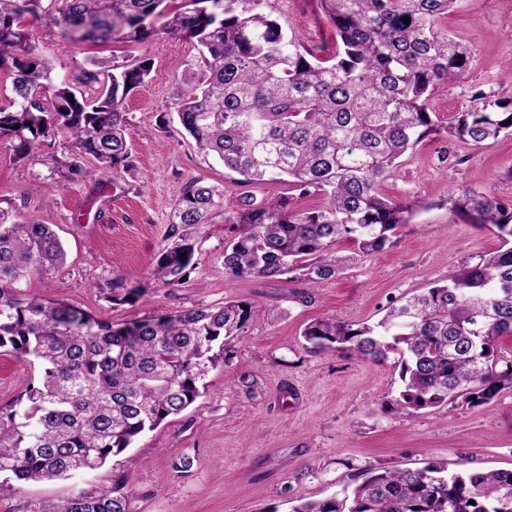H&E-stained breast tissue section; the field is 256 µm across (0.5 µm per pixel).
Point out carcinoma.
I'll return each mask as SVG.
<instances>
[{
	"instance_id": "carcinoma-1",
	"label": "carcinoma",
	"mask_w": 512,
	"mask_h": 512,
	"mask_svg": "<svg viewBox=\"0 0 512 512\" xmlns=\"http://www.w3.org/2000/svg\"><path fill=\"white\" fill-rule=\"evenodd\" d=\"M47 5H42V2ZM165 0H0V65L13 80L0 104V138L20 160H36L37 140L65 137L68 160H52L61 179L101 168L133 169L124 100L151 72V61L105 67L92 62L75 81L53 83L26 17L59 28L61 48L80 41L143 42ZM459 0H319L336 33V53L319 58L265 9L266 0H212L213 10L176 12L169 32L194 39L199 73L172 95L180 125L199 151L249 184H284L288 193L246 195L232 211L224 190L191 179L170 213V244L151 271L165 287L183 284L195 256L193 230L224 216L234 235L224 245L231 278L308 284L337 278L348 242L358 255L384 249L412 222L417 201L384 191L400 159L439 137L480 147L512 136V99L481 89L446 122L432 107L448 84L467 78L473 48L442 19ZM410 23H404L403 17ZM320 193L317 208L290 206ZM449 209L494 232L493 252L470 257L444 283L392 303L375 324L316 319L303 337L309 351L334 350L383 364L394 357L402 389L391 402L412 415L427 408L485 405L512 388V358L498 340L512 335V204L466 188ZM66 263L48 224L0 209V349L39 369L19 410L0 414V497L24 485L72 479L103 467L201 396L206 378L239 336L252 310L238 301L112 324L78 307L24 289L32 274ZM133 485L119 476L39 512H129ZM512 469H370L342 497L306 501L293 512H502Z\"/></svg>"
}]
</instances>
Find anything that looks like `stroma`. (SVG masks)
<instances>
[{"label":"stroma","mask_w":512,"mask_h":512,"mask_svg":"<svg viewBox=\"0 0 512 512\" xmlns=\"http://www.w3.org/2000/svg\"><path fill=\"white\" fill-rule=\"evenodd\" d=\"M187 0H165L146 42H83L59 50L58 29L35 22L32 33L60 81L102 59L122 64L151 59L144 85L127 96V137L134 172L83 165L85 177L53 186L48 168L18 160L0 139V207L53 225L67 251L59 271L32 276L27 289L50 301L77 306L93 317L125 323L235 300L252 306L241 335L224 348L208 379V392L180 415L145 434L102 468L68 480L26 484L0 499V512H37L40 503L109 484L128 473L136 493L130 512H290L293 501L341 494L355 476L378 466L449 470L512 468V389L487 405L396 414L389 403L400 380L392 363L376 364L334 351L313 353L301 333L315 318L377 322L390 301L446 279L461 261L495 251L494 234L466 223L444 206L450 193L477 188L512 203V138L473 148L456 144L469 160L442 162L441 140L422 143L403 158L384 184L395 201L419 200L413 224L377 253L359 257L335 280L311 286L287 280L232 279L224 274V244L231 227L223 217L195 235L194 264L186 282L162 287L149 274L168 245V217L181 186L193 178L224 191L225 207L251 194L285 193V185L240 181L222 162L199 154L171 104L175 84L191 75L195 40L167 31ZM274 16L302 43L327 58L336 35L319 0H271ZM443 23L471 43L475 55L464 82L433 101L440 118L468 105L473 89L512 98V0H460ZM250 374L244 386L241 374ZM36 372L0 352V410L15 406ZM194 461L179 472L180 459Z\"/></svg>","instance_id":"1"}]
</instances>
